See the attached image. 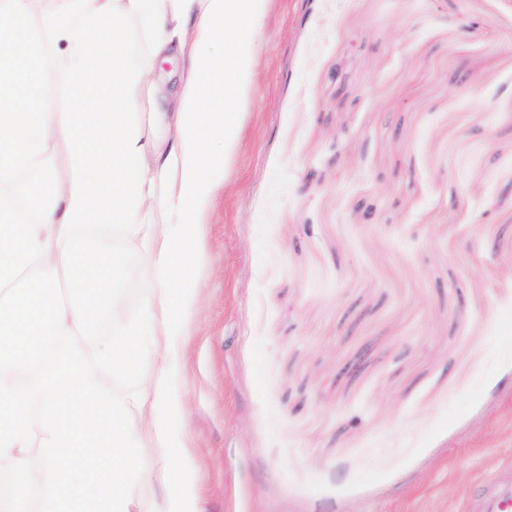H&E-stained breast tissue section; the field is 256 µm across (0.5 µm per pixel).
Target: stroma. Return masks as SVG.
I'll return each instance as SVG.
<instances>
[{
	"label": "stroma",
	"mask_w": 512,
	"mask_h": 512,
	"mask_svg": "<svg viewBox=\"0 0 512 512\" xmlns=\"http://www.w3.org/2000/svg\"><path fill=\"white\" fill-rule=\"evenodd\" d=\"M264 29L175 352L205 512H481L512 487V0Z\"/></svg>",
	"instance_id": "stroma-1"
}]
</instances>
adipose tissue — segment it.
Returning <instances> with one entry per match:
<instances>
[{"instance_id": "1", "label": "adipose tissue", "mask_w": 512, "mask_h": 512, "mask_svg": "<svg viewBox=\"0 0 512 512\" xmlns=\"http://www.w3.org/2000/svg\"><path fill=\"white\" fill-rule=\"evenodd\" d=\"M270 0H164V45L159 58L186 59L171 100L153 91L154 133L138 142L146 164L140 213L149 217L147 234L131 235L132 248L148 242L151 280L145 290L155 315L156 345L149 356L144 405L135 413L134 435L183 459L189 443L173 430L185 414L183 375L172 353L197 308V272L202 262L203 216L217 193L239 137L238 116L252 88L263 40L262 21ZM60 111L47 116L46 144L54 157L60 197L49 226L38 240L58 238L71 200V164L63 142ZM174 129L158 136L166 124ZM147 478L162 490L160 501L129 504L128 512H203L199 489L186 473L150 466Z\"/></svg>"}]
</instances>
